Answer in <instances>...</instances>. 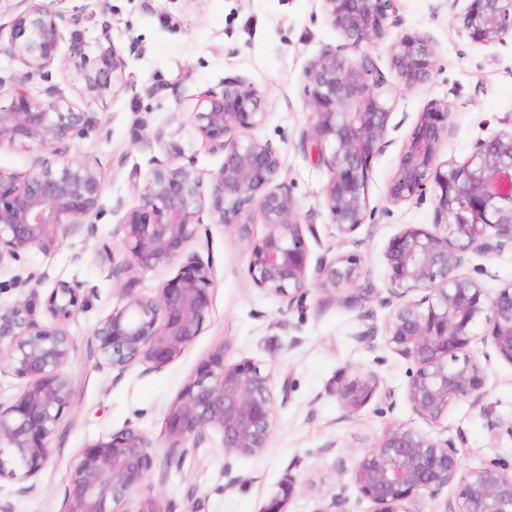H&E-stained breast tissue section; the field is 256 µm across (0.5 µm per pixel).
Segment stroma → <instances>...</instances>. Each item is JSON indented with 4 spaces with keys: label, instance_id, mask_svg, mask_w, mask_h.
I'll list each match as a JSON object with an SVG mask.
<instances>
[{
    "label": "stroma",
    "instance_id": "1",
    "mask_svg": "<svg viewBox=\"0 0 512 512\" xmlns=\"http://www.w3.org/2000/svg\"><path fill=\"white\" fill-rule=\"evenodd\" d=\"M45 2L78 15L80 22L74 47L64 48L47 76L29 82V93L38 101L65 99L89 113L92 122L73 140L71 153L100 169L106 200L121 197L128 205L137 204L139 193L129 172L135 167L148 171L151 156H163L162 147L142 149L136 141L140 134H159L165 143L177 144L194 159L203 182H211L224 155L211 150L193 126L198 95L222 90L225 82L236 79L254 83L266 94L267 116L248 135L271 143L280 153L276 180L288 184L300 222L315 229L306 239L310 260L358 255L369 272L364 282L368 294L351 304L346 287L331 294L315 286L304 308L289 307L287 300L252 285L249 248L236 228L209 225L191 244L211 260L217 274L203 332L162 370L147 374L138 365L115 381L93 368L89 350L97 322L119 302L112 265L97 254L111 239L115 216L107 212L97 218L94 238L60 236L48 249L24 253L0 268V302L8 304L34 291L46 294L58 280L92 289L93 294L68 324L75 350L64 372L73 398L38 490L21 497L15 495L11 479H0V498L11 501L14 512H59L74 460L88 443L124 425L161 441L168 406L198 364L219 349L225 363L251 359L275 378L292 380L291 398L277 409L267 449L234 458L238 481L232 485L224 475L222 437L211 433L206 451L188 458L182 469L157 461L133 498L157 496L172 512H183L190 495L199 512H263L289 484L293 492L287 512H323L341 491L349 512H374L351 473L393 424L432 437L447 428L461 431L466 438L460 450L463 467L490 462L512 467V438L493 437L487 428L488 415L512 416V363L492 355L490 344L476 341L470 346L473 354L488 357L481 403L454 404L433 425L415 415L405 398L412 362L382 345L369 350L354 338L364 326V315H373L381 325L390 313L380 304L389 286L384 259L389 241L404 225L433 219L430 202L411 200L391 207L385 201L403 141L431 102L447 105L450 112L441 158L463 160L476 139L504 130V118L512 115V37L494 46L478 45L454 21L448 0H397L385 38L369 49L391 87V145L373 161L372 216L351 237L339 231L328 209L327 169L300 144V134L311 121L304 71L324 50L344 42L320 0H108L103 15L97 13L95 0ZM407 33L426 34L438 47L430 81L412 90L403 89L391 67L390 46ZM110 43L122 51L125 77L137 92L90 97L81 59L98 56ZM463 271L496 291L512 282V251L469 255ZM357 369L375 371L380 389L350 416L336 397V386L344 373Z\"/></svg>",
    "mask_w": 512,
    "mask_h": 512
}]
</instances>
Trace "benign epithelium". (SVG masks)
<instances>
[{"label":"benign epithelium","instance_id":"7a95c632","mask_svg":"<svg viewBox=\"0 0 512 512\" xmlns=\"http://www.w3.org/2000/svg\"><path fill=\"white\" fill-rule=\"evenodd\" d=\"M345 43L323 51L305 70L310 127L302 145L316 151L330 178L324 187L334 224L355 234L369 211L373 160L385 152L391 115L387 81L365 46L383 39L395 0H321ZM461 26L479 45L501 44L512 35V0H449ZM9 17L0 23V54L18 60L24 72L11 86V104L0 108V146L36 144L46 151L25 175L0 167V266L33 248H46L58 233L92 237L91 218L102 214L104 177L95 164L71 155V142L90 125L86 112L66 102L32 99L27 83L48 73L62 47L72 43L78 18L54 10L43 0H0ZM437 45L424 34L401 36L391 46L397 79L412 89L434 72ZM85 89L95 97L135 91L123 80L122 52L108 46L97 57L82 58ZM265 94L244 80L224 83L221 92L199 95L195 126L224 162L209 187L194 161L180 149L165 148L152 158L142 180L138 204L118 198L121 215L112 238L125 248L115 260L107 243L100 252L112 262L121 302L99 320L90 340L94 367L120 379L130 368L158 371L176 360L200 335L217 282L211 262L190 249L208 224L236 227L250 251L248 277L266 292L303 306L311 285L324 291L340 283L355 288L353 302L365 299L361 281L368 271L355 255L322 257L310 265L304 230L288 186L273 184L281 170L270 144L239 137L265 119ZM448 107L429 103L403 143L397 172L385 199L396 206L430 197L433 223L406 224L385 252L391 308L383 328L384 345L414 362L405 396L412 411L430 424L448 408L484 396L486 367L469 347L484 329L494 352L512 363V283L493 294L462 268L472 253L512 248V129L474 141L462 161H437L448 136ZM266 228L256 239L249 219ZM178 266L174 277L152 294L135 288L137 273ZM420 292L418 300L413 294ZM35 296L0 304V362L25 380L10 402H0V478L15 481V494L35 492L53 455L52 439L69 408L72 386L64 373L74 349L67 325L86 305L80 286L59 281L43 301L48 322L35 315ZM373 371L345 376L336 395L347 415L357 413L379 388ZM273 375L251 360L224 362L219 349L202 361L170 404L165 417V465L180 469L190 452L207 444L210 432L222 435L225 456H255L268 443L276 412ZM461 432L431 438L393 424L377 446L358 461L352 481L375 512H408L405 503L421 493L436 500L450 485L458 493L443 512H512V472L495 463L461 469ZM155 442L127 425L85 446L65 489L60 512H126L132 490L150 477ZM132 512H172L146 495Z\"/></svg>","mask_w":512,"mask_h":512}]
</instances>
